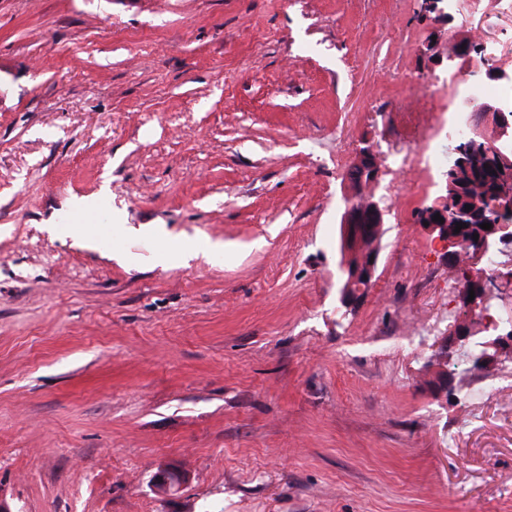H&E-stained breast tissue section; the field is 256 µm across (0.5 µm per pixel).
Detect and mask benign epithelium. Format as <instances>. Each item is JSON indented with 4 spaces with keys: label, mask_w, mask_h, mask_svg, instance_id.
<instances>
[{
    "label": "benign epithelium",
    "mask_w": 512,
    "mask_h": 512,
    "mask_svg": "<svg viewBox=\"0 0 512 512\" xmlns=\"http://www.w3.org/2000/svg\"><path fill=\"white\" fill-rule=\"evenodd\" d=\"M425 11L435 15V18L444 22L452 19L453 4L451 0H422ZM472 73H478L484 79L493 80L503 84L512 83V71L508 72L498 66H488L487 58L482 56L471 61ZM459 111L462 112L463 125L469 132L461 137L451 135L448 137V169L443 173L448 179L463 168L469 167L470 159L474 154L484 156V162L496 168L498 166L512 165V102L500 100L477 101L473 98L464 99ZM483 117L493 123L498 135L496 143L479 144L481 136L477 117ZM347 179L351 184L362 187L376 184L380 180V167L377 153L369 143L360 147L356 153V159ZM490 208L493 215L490 219L491 228L481 230L478 240L462 243L457 237L448 234V224L454 220L461 222L466 216L459 211L450 212L444 205H426L420 208L417 216L418 224L424 226V231L433 239L442 242L446 248L443 259L448 260L456 256L460 245L468 247L473 261L479 263L489 255L493 242L497 239H512V191L501 193L496 200L491 202ZM440 214L444 222L433 220L435 214ZM386 220V210L380 201L373 197L355 193L345 201L344 211L340 223L343 224L344 244L353 243L361 238L374 236L380 239L383 225ZM379 259V250L371 252L367 262L359 266L350 267L342 264L341 271L347 282L364 283L371 285L375 278V272ZM474 291V300L467 303V308L472 312L485 313L488 306L495 298L494 289L485 280L476 278L470 280V286L462 289L464 295ZM469 333L464 327L454 332L452 341H443L439 347V353L446 354L451 349L461 350L468 346ZM512 352V336H500L487 345V351L473 357L477 365L486 367L494 364L504 350ZM184 474L169 468L159 469L152 478L153 487L157 490L171 494L178 491L184 481Z\"/></svg>",
    "instance_id": "7a95c632"
}]
</instances>
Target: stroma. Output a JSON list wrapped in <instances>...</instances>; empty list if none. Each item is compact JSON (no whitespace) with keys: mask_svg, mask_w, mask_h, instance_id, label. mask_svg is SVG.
<instances>
[{"mask_svg":"<svg viewBox=\"0 0 512 512\" xmlns=\"http://www.w3.org/2000/svg\"><path fill=\"white\" fill-rule=\"evenodd\" d=\"M421 5L0 0L12 512H512V356L433 363L457 321L484 325L417 222L444 193L428 133L475 84L424 51L478 37L512 70V15ZM366 141L389 215L347 306ZM187 240L201 256L163 260ZM347 179L353 187L357 184L362 188L379 182L380 167L377 153L371 144L364 143V146L357 150L355 162L347 174ZM180 472L169 468H160L152 478L153 487L165 494L178 491L185 479L184 474Z\"/></svg>","mask_w":512,"mask_h":512,"instance_id":"35a3bbf8","label":"stroma"}]
</instances>
